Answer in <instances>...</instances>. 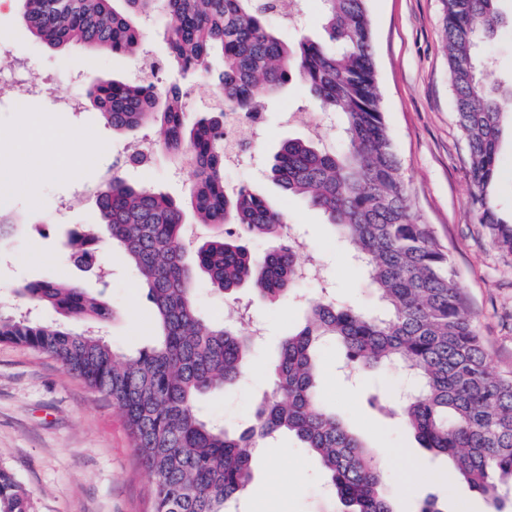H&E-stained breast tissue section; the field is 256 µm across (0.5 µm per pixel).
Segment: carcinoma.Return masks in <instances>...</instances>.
<instances>
[{"label":"carcinoma","instance_id":"carcinoma-1","mask_svg":"<svg viewBox=\"0 0 512 512\" xmlns=\"http://www.w3.org/2000/svg\"><path fill=\"white\" fill-rule=\"evenodd\" d=\"M23 22L45 47L70 44L90 52L135 55L141 33L130 18L162 7L170 66L209 74L220 55V105L186 119L174 86L164 106L152 84L94 82L88 99L117 131L157 128L154 146L178 156L191 188L180 203L113 174L98 193L112 240L125 250L161 329L156 345L116 353L92 323L114 316L102 297L77 285L41 281L23 294L84 323L75 330L27 316L0 315V341L46 353L121 409L135 450L151 478L152 512H229L253 480L256 449L283 432L315 452L333 497L346 512H393L373 448L325 404L318 387L319 353L338 346L363 368L395 365L409 378L391 415L419 444L450 457L458 475L493 512L512 504V376L491 372L487 353L448 252L431 225L414 217L380 108L367 0H321L328 41L282 38L268 16L283 0H18ZM501 0H445L444 32L458 126L468 146L478 222L512 253V219L492 196L501 171L498 142L512 112V89L488 82L480 44L512 26ZM297 78L324 112L334 114L340 148L290 138L273 157L269 177L289 196L319 210L368 275L381 306L364 312L325 297L309 304L303 324L282 340L273 386L250 424L231 431L205 420L199 396L238 384L256 342L239 321L205 323L196 306V274L234 294L244 285L274 304L294 292L304 266L283 233V215L248 186L224 183V108L257 111L264 96ZM200 224L235 230L190 238L185 210ZM276 242L262 255L251 240ZM97 237L74 240L90 262ZM29 494L0 470V512H28Z\"/></svg>","mask_w":512,"mask_h":512}]
</instances>
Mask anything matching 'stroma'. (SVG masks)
I'll return each instance as SVG.
<instances>
[{
  "label": "stroma",
  "instance_id": "stroma-1",
  "mask_svg": "<svg viewBox=\"0 0 512 512\" xmlns=\"http://www.w3.org/2000/svg\"><path fill=\"white\" fill-rule=\"evenodd\" d=\"M372 23L380 105L415 216L430 224L451 257L456 276L476 318L488 366L512 372V253L493 246L470 204L468 148L459 129L444 35V0H367ZM143 47L156 64L152 72L140 59L109 52L91 53L73 45L53 52L23 27L14 10L0 9V52L26 63L29 82L47 79L61 93L66 69L81 67L87 82L126 78L153 82L158 91L180 85L187 93L186 113L196 117L211 107L216 87L201 77L182 78L166 66L167 45L149 21L139 22ZM262 135L243 125L240 138L251 147L248 160L225 171L273 201L290 234L305 243L318 264L299 287L298 298L269 305L241 288L228 300L206 275H198L196 299L202 318L220 322L228 308L245 309L262 326L263 341L251 354L240 384L204 396V414L228 428L245 426L270 388L269 372L282 337L304 320L307 301L327 295L372 311L378 301L344 243L323 215L300 198L286 195L266 170L280 144L314 137L336 144V132L321 122L308 88L293 82L262 105ZM40 120L41 133L28 144L32 160L54 156L59 134L89 130L82 144L89 162L79 175L59 172L37 181L34 192L16 191L8 206L19 221L17 233L0 244V314L26 312L43 323L59 322L47 306L31 307L24 286L38 281L73 282L102 293L117 315L106 328L115 352L132 355L156 340L155 311L135 272L109 236H102L92 267L71 256V232L100 221L97 192L116 159L132 140L150 139L153 128L128 135L112 131L91 103L79 110L58 106L50 95L0 96V163L13 154L22 114ZM501 173L493 197L502 213L512 212V122L502 126ZM127 183L148 186L173 200L189 189L174 158L162 151L123 167ZM403 382L401 372L343 366L336 348L324 350L320 389L328 407L373 447L397 449L384 472V489L397 512H419L421 502L437 496L447 512H491L484 498L458 476L452 462L420 448L414 436L384 410ZM254 480L238 500L236 512H334L324 488L318 458L299 441L283 436L258 449ZM0 469L29 493V512H150L149 477L135 451L123 414L111 400L91 389L52 357L27 346L0 342Z\"/></svg>",
  "mask_w": 512,
  "mask_h": 512
}]
</instances>
